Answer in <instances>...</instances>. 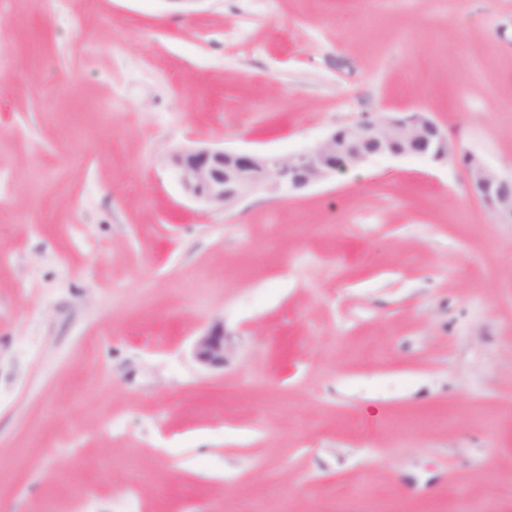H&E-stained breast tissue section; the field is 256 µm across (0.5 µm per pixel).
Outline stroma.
Masks as SVG:
<instances>
[{
    "label": "stroma",
    "instance_id": "stroma-1",
    "mask_svg": "<svg viewBox=\"0 0 512 512\" xmlns=\"http://www.w3.org/2000/svg\"><path fill=\"white\" fill-rule=\"evenodd\" d=\"M416 109L447 162L226 208L169 164ZM465 152L512 171V0H0V512H512ZM194 355L203 366L223 367L226 355L223 321H214L197 338L194 345Z\"/></svg>",
    "mask_w": 512,
    "mask_h": 512
}]
</instances>
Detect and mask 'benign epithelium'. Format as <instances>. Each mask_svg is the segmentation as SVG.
Returning a JSON list of instances; mask_svg holds the SVG:
<instances>
[{
    "label": "benign epithelium",
    "mask_w": 512,
    "mask_h": 512,
    "mask_svg": "<svg viewBox=\"0 0 512 512\" xmlns=\"http://www.w3.org/2000/svg\"><path fill=\"white\" fill-rule=\"evenodd\" d=\"M451 147L430 113H379L344 125L315 145L280 155L187 147L170 155V165L184 192L209 206L226 207L246 194L264 191L288 197L340 170L373 157H418L440 164ZM472 192L499 223L512 224V173L488 167L473 153L462 156ZM196 360L211 368L224 366V322L214 321L197 338Z\"/></svg>",
    "instance_id": "7a95c632"
}]
</instances>
